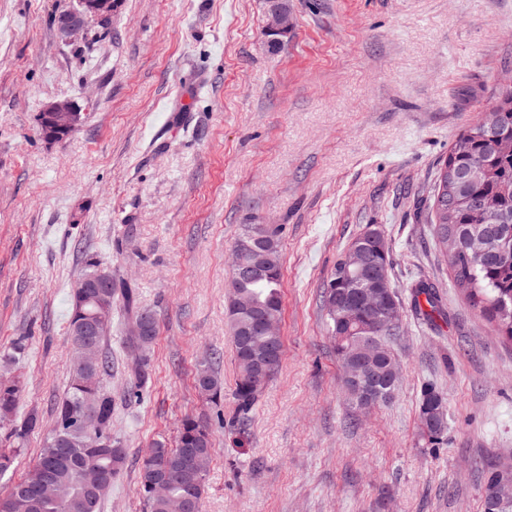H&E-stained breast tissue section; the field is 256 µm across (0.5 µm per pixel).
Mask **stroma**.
<instances>
[{
	"label": "stroma",
	"mask_w": 512,
	"mask_h": 512,
	"mask_svg": "<svg viewBox=\"0 0 512 512\" xmlns=\"http://www.w3.org/2000/svg\"><path fill=\"white\" fill-rule=\"evenodd\" d=\"M78 0H0V380L37 414L0 495L33 465L69 381L70 295L91 262L151 310L150 378L132 395L123 311L101 348L112 437L127 453L103 512H147L139 467L199 418L212 456L203 512H483L484 474L512 466V341L453 282L427 207L439 164L512 78V0H116L112 27L60 37ZM81 114L54 140V101ZM278 224L281 365L251 411L234 398L230 251ZM376 226L391 256L401 383L363 410L342 386L320 291ZM432 283L440 307L415 309ZM210 361L224 399L199 397ZM448 429L422 425L426 385ZM80 113L69 101L50 103L40 114L41 127L49 139L66 138L71 135L80 123ZM412 288H415L413 291L415 305L424 316L430 317L432 313L439 310V297L432 284L425 281H419ZM421 297H424L425 304L430 308L429 312L422 310Z\"/></svg>",
	"instance_id": "35a3bbf8"
}]
</instances>
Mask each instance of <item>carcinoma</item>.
Wrapping results in <instances>:
<instances>
[{
  "instance_id": "cac0c4a2",
  "label": "carcinoma",
  "mask_w": 512,
  "mask_h": 512,
  "mask_svg": "<svg viewBox=\"0 0 512 512\" xmlns=\"http://www.w3.org/2000/svg\"><path fill=\"white\" fill-rule=\"evenodd\" d=\"M433 226L435 246L447 259L455 285L466 295L472 306L480 309L495 325L499 335L512 339V89L498 90L497 101L489 110L488 119L466 129L451 146L448 158L440 164L434 185L433 199L428 209ZM268 254L274 263V272L261 278L231 277V294L246 298L254 309L282 315V276L279 241L281 227L266 225ZM364 247L371 263L384 270L391 266L390 249L386 241L365 242L359 236L351 247ZM341 266H335L323 288V306L326 310L327 331L340 361L347 360L360 366L364 358L363 332L357 325H347L336 316L330 305L345 306L353 299L345 295L341 282ZM416 307L426 304V317L439 310V297L434 286L420 281L414 285ZM108 299L122 301L124 309L136 321L142 313L134 290L120 280H113ZM93 307L83 304L80 290L71 293L69 316L70 343L76 342L77 326L88 319ZM241 321L229 320L231 338L238 366L234 395L239 409L249 410L261 387L253 383L252 363L244 355L240 332ZM148 359L131 365L128 379L131 391L137 392L148 378ZM96 378L84 373L77 350H72L68 388L56 409L59 432L43 443L38 460L8 492L0 497V512H101L103 500L87 504L86 488L90 480L102 471L116 477L126 464L125 448L112 447V397L104 390L102 376L106 358L96 361ZM196 379L198 393L212 404L224 398V386L213 368L205 364ZM399 380H373L368 393L375 402L392 397ZM21 388L18 383H0V417L14 416ZM92 400L97 415L98 430L94 437H86L68 429L66 419L86 400ZM443 394L429 386L423 392L420 413L423 426L435 436L426 418L427 405ZM38 417L32 413L10 433L17 447L0 451V477L12 469L28 433L36 428ZM211 452L209 433L201 422L186 417L181 421L176 445L168 447L155 443L140 464V492L149 512H181L183 499L192 497L197 512H202L205 493L204 475L195 474L190 467L191 455L196 451ZM53 475L54 495L40 496V487L46 470ZM154 480L165 484V491L157 494L151 486Z\"/></svg>"
}]
</instances>
